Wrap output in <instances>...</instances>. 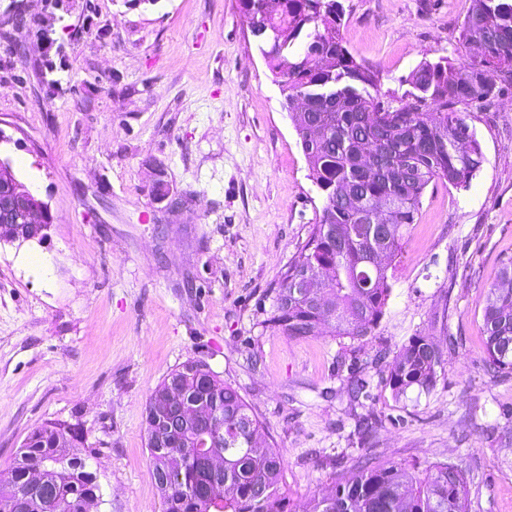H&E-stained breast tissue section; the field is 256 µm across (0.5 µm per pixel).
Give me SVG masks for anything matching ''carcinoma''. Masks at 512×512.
Masks as SVG:
<instances>
[{"label": "carcinoma", "instance_id": "obj_1", "mask_svg": "<svg viewBox=\"0 0 512 512\" xmlns=\"http://www.w3.org/2000/svg\"><path fill=\"white\" fill-rule=\"evenodd\" d=\"M243 17L255 27L254 41L267 65L282 77L285 103L300 96L307 111L295 126L309 177L324 204L306 243L288 262L271 291V310L261 325L274 334L305 338L319 329L365 344L385 314L392 284L389 269L414 223L427 187L442 182L466 188L481 170L484 155L461 107H488L512 87V0H471L460 41L479 49L456 64L424 61L410 74L411 90L397 103L379 99V72L358 61L343 45L340 0H256ZM57 67L45 57L41 83L60 86ZM155 199L182 205L170 195L165 171L152 186ZM321 267L332 279V298L315 300L294 287L299 271ZM484 362L496 375L512 374V257L503 260L497 283L487 290L482 312ZM448 348L431 336L414 335L389 363L383 387L399 402L408 392L432 391ZM179 385L204 417L218 414L206 430L184 423L166 447H148L152 477L168 470L160 491L164 512H291L284 490V458L276 449L256 448L261 421L232 383L209 365L189 359L152 392L145 410L147 441L167 408L169 389ZM382 426L374 414L360 418L358 443ZM200 433L201 452H224V474L211 472L183 452ZM72 425L45 422L28 435L13 466L0 471V512H26L28 468L42 466L56 491L41 512H87L97 498L96 476L73 456L54 465L55 453L82 441ZM468 479L459 466L435 462L424 469L359 456L352 474L336 479L329 495H315L307 512H468Z\"/></svg>", "mask_w": 512, "mask_h": 512}]
</instances>
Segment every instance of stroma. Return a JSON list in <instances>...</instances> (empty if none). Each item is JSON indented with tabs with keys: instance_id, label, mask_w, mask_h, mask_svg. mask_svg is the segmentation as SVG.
Wrapping results in <instances>:
<instances>
[{
	"instance_id": "obj_1",
	"label": "stroma",
	"mask_w": 512,
	"mask_h": 512,
	"mask_svg": "<svg viewBox=\"0 0 512 512\" xmlns=\"http://www.w3.org/2000/svg\"><path fill=\"white\" fill-rule=\"evenodd\" d=\"M344 46L401 97L423 61L459 62L470 0H341ZM72 0L56 36L61 85L43 54L0 37V145L50 206L44 242L0 244V471L48 420L78 425L97 512H163L150 469L148 399L187 359L236 386L277 448L292 512L349 475L361 416H379L370 452L444 461L470 478L469 512H512V375L484 367L482 310L512 256V88L466 111L485 161L469 187L430 184L393 261L371 342L263 330L268 290L306 241L323 200L309 179L277 78L238 0L131 7ZM183 205L152 195L156 166ZM41 265H33L32 257ZM457 339L429 394L394 401L386 364L416 333ZM370 381L350 400L349 366Z\"/></svg>"
}]
</instances>
